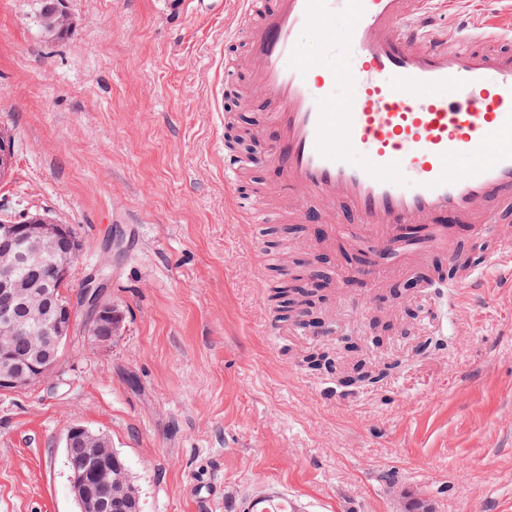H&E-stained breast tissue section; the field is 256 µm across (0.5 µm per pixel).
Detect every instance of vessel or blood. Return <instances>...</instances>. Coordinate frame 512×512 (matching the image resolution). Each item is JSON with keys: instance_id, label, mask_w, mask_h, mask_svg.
<instances>
[{"instance_id": "vessel-or-blood-1", "label": "vessel or blood", "mask_w": 512, "mask_h": 512, "mask_svg": "<svg viewBox=\"0 0 512 512\" xmlns=\"http://www.w3.org/2000/svg\"><path fill=\"white\" fill-rule=\"evenodd\" d=\"M245 100L272 141L261 154L224 153L230 180L273 175L268 193H237L248 224L316 215L323 241L363 242L359 273L378 285L392 266L444 252L460 288L479 290L487 268L512 274V40L492 33L435 36L425 0H240ZM347 23L337 27V16ZM321 51L307 56L308 33ZM347 62L337 65L336 50ZM469 230L468 266L459 228ZM271 488L241 512H303Z\"/></svg>"}]
</instances>
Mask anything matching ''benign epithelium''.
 Masks as SVG:
<instances>
[{"label":"benign epithelium","instance_id":"7a95c632","mask_svg":"<svg viewBox=\"0 0 512 512\" xmlns=\"http://www.w3.org/2000/svg\"><path fill=\"white\" fill-rule=\"evenodd\" d=\"M13 141L0 131V180L9 176ZM57 253L60 260L51 278L42 287H32V280L14 274L25 263L36 265L45 254ZM80 244L72 236L69 225L47 215L26 214L0 217V392L24 390L46 379L60 359V346L75 319V309L62 307L64 322L49 318L44 296L48 290L65 285L74 262L79 258ZM105 277L100 271L89 275L82 285L81 306L86 313V331L93 346L103 348L120 335L124 315L112 300L105 298ZM37 336L30 349L51 350V355L23 366L13 351L11 341ZM71 464L69 482L80 512H140L139 496L129 489L112 501L87 494L91 486L112 489L114 473L121 471L118 456L109 438L81 424L71 426L64 440Z\"/></svg>","mask_w":512,"mask_h":512}]
</instances>
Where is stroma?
<instances>
[{"instance_id":"1","label":"stroma","mask_w":512,"mask_h":512,"mask_svg":"<svg viewBox=\"0 0 512 512\" xmlns=\"http://www.w3.org/2000/svg\"><path fill=\"white\" fill-rule=\"evenodd\" d=\"M71 29L45 36L40 0H0V128L14 166L0 205L48 213L81 244L63 293L108 266L122 336L91 347L76 320L53 373L0 393V512H77L64 437L75 423L126 459L142 512H228L275 486L305 512H512V287L444 288L438 310L392 332L394 367L344 386L300 364L372 331L407 280L361 277L316 314L332 335L287 330L269 301L277 268L351 264L293 224L276 270L251 279L263 225L242 222L224 184V98L236 0L170 14L165 0H61ZM441 35L512 38V0H431Z\"/></svg>"}]
</instances>
